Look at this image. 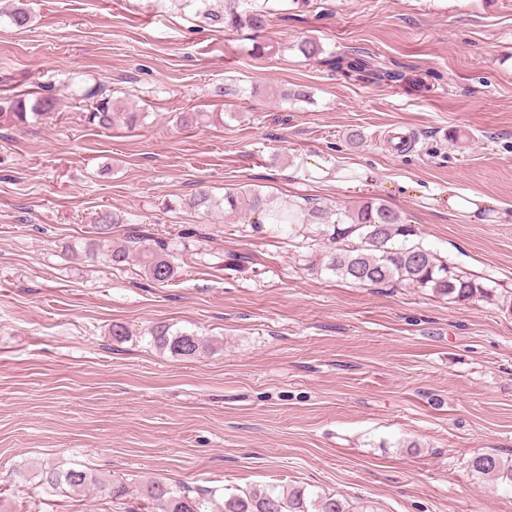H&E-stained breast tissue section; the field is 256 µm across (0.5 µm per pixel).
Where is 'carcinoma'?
<instances>
[{
	"label": "carcinoma",
	"instance_id": "1",
	"mask_svg": "<svg viewBox=\"0 0 512 512\" xmlns=\"http://www.w3.org/2000/svg\"><path fill=\"white\" fill-rule=\"evenodd\" d=\"M184 7L192 10L196 22L212 32L248 28L256 33L267 26V15L247 8L251 0H181ZM7 17L11 24L25 28L31 23V14L24 0H17L10 10H0V17ZM329 70L342 76L396 84L407 79L404 72L378 67L366 57L354 52H332L322 60ZM83 97L91 101L88 123L102 128L112 126L115 119L124 116L134 124L139 113L128 112L122 101L106 97L99 86L90 87ZM54 109V99L34 97L31 100L14 99L0 103V122L14 126L25 125L29 120L46 115ZM223 207L224 218L233 220L242 211L257 216L259 224H317L325 226L324 232L336 243L326 251L321 267L336 277L353 284L372 288L404 285L428 288L439 297L453 302L481 300L491 296L493 289L470 274L441 259L436 253L411 240L412 226L405 222L401 212L373 200L366 201L344 214L333 218V210L326 206L304 207L283 200L271 204L259 191L246 189L227 193L222 201L215 200L209 190L201 187L189 199L188 207L207 216L216 207ZM101 254L114 265L129 262L133 254H139V264L147 279L163 284L175 275L174 263L165 249L153 251L127 245L105 249ZM151 344L160 350L184 358H191L206 348L197 336L170 330L167 325L154 327ZM472 472L496 477L512 484V463L506 465L494 454H478L469 462ZM43 484L51 490L68 487L72 491L95 489L112 499L115 507L123 505L128 493L123 482L105 484L89 468H50L42 473ZM146 509L162 512H347L342 500L334 495L318 496L306 502L302 489L249 490L222 501L215 500V491L206 490L192 496L189 491L160 480L147 481L140 491Z\"/></svg>",
	"mask_w": 512,
	"mask_h": 512
}]
</instances>
